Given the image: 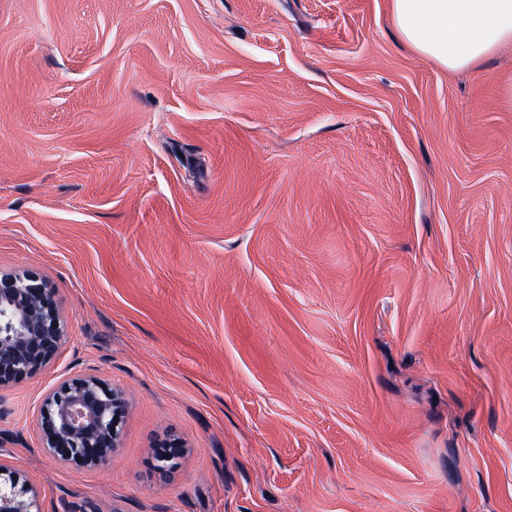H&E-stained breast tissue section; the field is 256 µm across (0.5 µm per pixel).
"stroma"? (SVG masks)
Here are the masks:
<instances>
[{"instance_id": "stroma-1", "label": "stroma", "mask_w": 512, "mask_h": 512, "mask_svg": "<svg viewBox=\"0 0 512 512\" xmlns=\"http://www.w3.org/2000/svg\"><path fill=\"white\" fill-rule=\"evenodd\" d=\"M510 86L389 0H0V272L67 332L0 387L40 512H512ZM83 376L129 403L97 468L34 427Z\"/></svg>"}]
</instances>
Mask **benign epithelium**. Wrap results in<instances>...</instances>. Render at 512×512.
<instances>
[{
    "instance_id": "1",
    "label": "benign epithelium",
    "mask_w": 512,
    "mask_h": 512,
    "mask_svg": "<svg viewBox=\"0 0 512 512\" xmlns=\"http://www.w3.org/2000/svg\"><path fill=\"white\" fill-rule=\"evenodd\" d=\"M66 339L54 292L36 274L0 275V387L36 376L58 356ZM126 409L124 393L101 378H75L46 395L36 428L52 455L98 467L119 448ZM181 451L174 440L161 445L155 450L157 469L167 470ZM1 468L0 512H39L36 490Z\"/></svg>"
}]
</instances>
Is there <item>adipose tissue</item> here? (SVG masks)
I'll return each instance as SVG.
<instances>
[{
	"instance_id": "obj_1",
	"label": "adipose tissue",
	"mask_w": 512,
	"mask_h": 512,
	"mask_svg": "<svg viewBox=\"0 0 512 512\" xmlns=\"http://www.w3.org/2000/svg\"><path fill=\"white\" fill-rule=\"evenodd\" d=\"M395 28L440 67H473L512 43V0H391Z\"/></svg>"
}]
</instances>
